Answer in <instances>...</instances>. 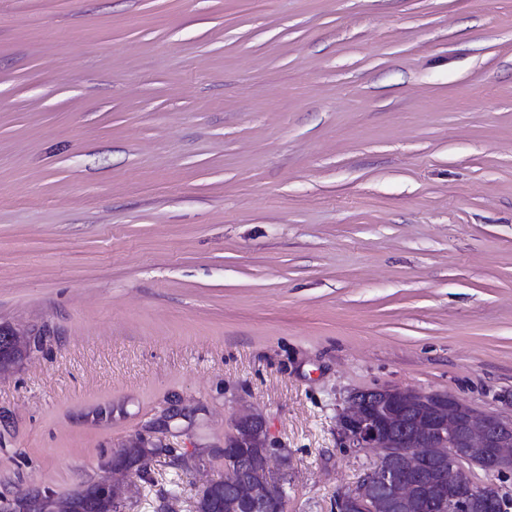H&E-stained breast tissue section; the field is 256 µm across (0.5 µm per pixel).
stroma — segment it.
Segmentation results:
<instances>
[{"instance_id": "obj_1", "label": "stroma", "mask_w": 512, "mask_h": 512, "mask_svg": "<svg viewBox=\"0 0 512 512\" xmlns=\"http://www.w3.org/2000/svg\"><path fill=\"white\" fill-rule=\"evenodd\" d=\"M0 323V497L153 444L191 512L247 407L331 512L349 394L512 421V0H0Z\"/></svg>"}]
</instances>
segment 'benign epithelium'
Wrapping results in <instances>:
<instances>
[{
  "label": "benign epithelium",
  "mask_w": 512,
  "mask_h": 512,
  "mask_svg": "<svg viewBox=\"0 0 512 512\" xmlns=\"http://www.w3.org/2000/svg\"><path fill=\"white\" fill-rule=\"evenodd\" d=\"M374 397L412 404L418 412L394 434L371 416ZM237 422L244 427L240 447L257 449L254 466L248 476L227 470L223 483L212 490L214 498L222 512H284L287 455L268 446L265 426L252 411L241 410ZM336 427L340 447L378 448L381 454L354 487L336 494L334 512H375L377 500L370 492L376 487L397 501L411 497L414 479L433 461L448 469V495L426 503L432 512H463L475 502L485 512L512 509V495L494 482L512 475V422L446 394L383 387L348 396L338 410ZM123 454L122 448L113 452L112 475L99 482L113 512H121L128 493L124 478L130 468L121 462ZM474 468L490 482L477 484ZM34 494L46 512H72L70 504L57 501L48 489Z\"/></svg>",
  "instance_id": "benign-epithelium-1"
}]
</instances>
